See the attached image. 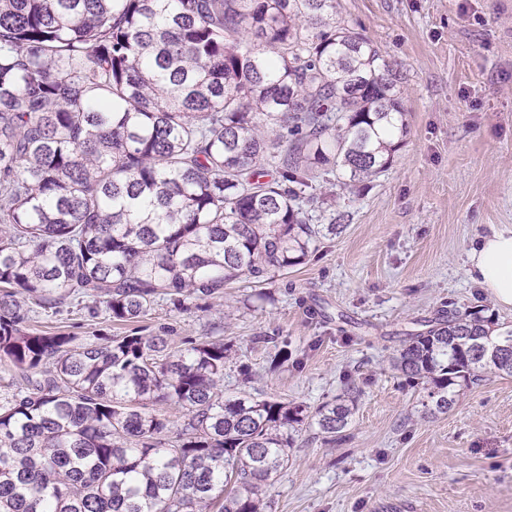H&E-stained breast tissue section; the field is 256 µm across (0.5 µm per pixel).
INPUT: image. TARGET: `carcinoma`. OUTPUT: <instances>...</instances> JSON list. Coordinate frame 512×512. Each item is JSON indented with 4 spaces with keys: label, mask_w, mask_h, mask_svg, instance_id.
Masks as SVG:
<instances>
[{
    "label": "carcinoma",
    "mask_w": 512,
    "mask_h": 512,
    "mask_svg": "<svg viewBox=\"0 0 512 512\" xmlns=\"http://www.w3.org/2000/svg\"><path fill=\"white\" fill-rule=\"evenodd\" d=\"M396 86L334 0H0V368L24 382L0 397V512H263L290 432L343 439L352 399L224 397L220 337L79 343L28 319L88 300L136 322L303 263L309 174L389 168ZM491 324L442 310L393 357L430 414L512 376Z\"/></svg>",
    "instance_id": "carcinoma-1"
}]
</instances>
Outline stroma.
<instances>
[{
	"mask_svg": "<svg viewBox=\"0 0 512 512\" xmlns=\"http://www.w3.org/2000/svg\"><path fill=\"white\" fill-rule=\"evenodd\" d=\"M336 21L393 65L408 134L376 178L350 188L314 178L324 204L313 221L336 230L303 264L225 285L204 311L162 300L132 324L81 304L30 325L218 336L225 396L313 408L354 398L344 440L292 432L287 468L263 489L266 512H512V377L488 375L432 415L424 387L391 365L451 304L512 327V310L465 272L477 240L512 229V0H336Z\"/></svg>",
	"mask_w": 512,
	"mask_h": 512,
	"instance_id": "1",
	"label": "stroma"
}]
</instances>
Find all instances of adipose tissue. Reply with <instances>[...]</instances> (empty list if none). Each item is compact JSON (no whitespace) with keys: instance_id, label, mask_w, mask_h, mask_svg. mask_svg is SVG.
<instances>
[{"instance_id":"obj_1","label":"adipose tissue","mask_w":512,"mask_h":512,"mask_svg":"<svg viewBox=\"0 0 512 512\" xmlns=\"http://www.w3.org/2000/svg\"><path fill=\"white\" fill-rule=\"evenodd\" d=\"M466 273L489 293L495 306L512 308V231H495L467 254Z\"/></svg>"}]
</instances>
